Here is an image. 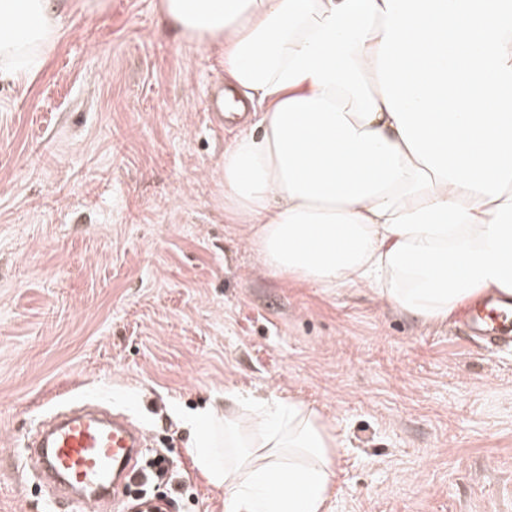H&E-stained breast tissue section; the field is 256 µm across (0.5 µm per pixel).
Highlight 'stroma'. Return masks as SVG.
<instances>
[{
	"mask_svg": "<svg viewBox=\"0 0 512 512\" xmlns=\"http://www.w3.org/2000/svg\"><path fill=\"white\" fill-rule=\"evenodd\" d=\"M157 0H71L26 82L0 83V512H53L19 434L110 403L174 464L175 512H224L190 411L292 399L337 428L330 512H512V350L472 349L362 288L261 273L224 221L220 55Z\"/></svg>",
	"mask_w": 512,
	"mask_h": 512,
	"instance_id": "obj_1",
	"label": "stroma"
}]
</instances>
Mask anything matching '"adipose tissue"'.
Returning <instances> with one entry per match:
<instances>
[{
  "mask_svg": "<svg viewBox=\"0 0 512 512\" xmlns=\"http://www.w3.org/2000/svg\"><path fill=\"white\" fill-rule=\"evenodd\" d=\"M66 9L0 0V81L41 69ZM156 9L223 54L253 110L224 150V219L245 225L270 274L364 288L427 323L512 294V0ZM184 425L225 512H327L343 443L317 410L228 389Z\"/></svg>",
  "mask_w": 512,
  "mask_h": 512,
  "instance_id": "ef3b65f1",
  "label": "adipose tissue"
}]
</instances>
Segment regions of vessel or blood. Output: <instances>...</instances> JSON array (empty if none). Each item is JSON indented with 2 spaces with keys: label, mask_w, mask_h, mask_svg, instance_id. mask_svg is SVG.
Instances as JSON below:
<instances>
[{
  "label": "vessel or blood",
  "mask_w": 512,
  "mask_h": 512,
  "mask_svg": "<svg viewBox=\"0 0 512 512\" xmlns=\"http://www.w3.org/2000/svg\"><path fill=\"white\" fill-rule=\"evenodd\" d=\"M466 327L470 344L478 347L512 340V297L486 296L468 310ZM144 441L127 416L76 404L39 425L31 453L46 461L45 478L60 500L86 510L96 504L91 491L113 495L132 480Z\"/></svg>",
  "instance_id": "vessel-or-blood-1"
}]
</instances>
